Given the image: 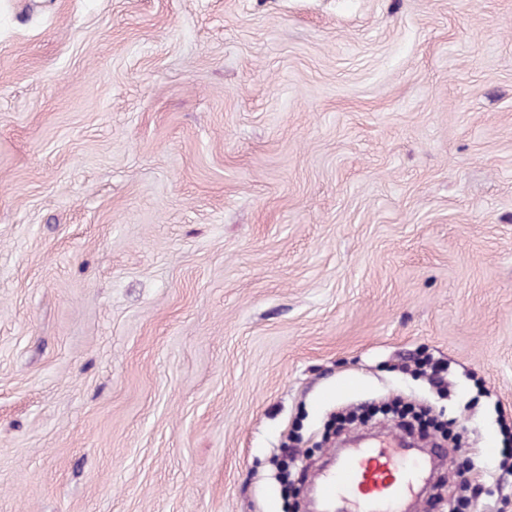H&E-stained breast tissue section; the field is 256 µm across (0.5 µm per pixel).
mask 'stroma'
I'll list each match as a JSON object with an SVG mask.
<instances>
[{
	"label": "stroma",
	"mask_w": 512,
	"mask_h": 512,
	"mask_svg": "<svg viewBox=\"0 0 512 512\" xmlns=\"http://www.w3.org/2000/svg\"><path fill=\"white\" fill-rule=\"evenodd\" d=\"M400 394L505 467L512 0H0V512H288Z\"/></svg>",
	"instance_id": "stroma-1"
}]
</instances>
